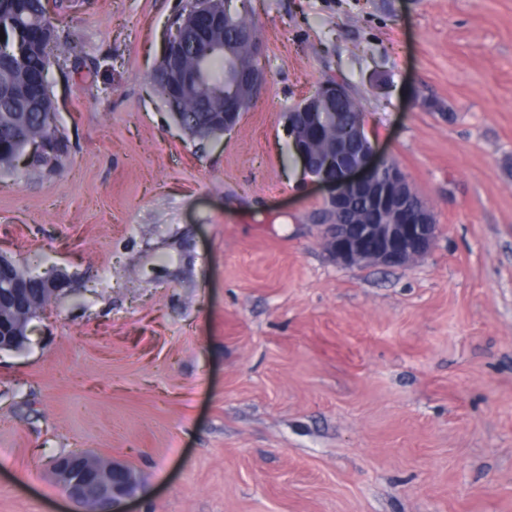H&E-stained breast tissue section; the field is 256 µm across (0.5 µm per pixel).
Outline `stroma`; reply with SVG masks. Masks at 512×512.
I'll return each mask as SVG.
<instances>
[{
    "instance_id": "35a3bbf8",
    "label": "stroma",
    "mask_w": 512,
    "mask_h": 512,
    "mask_svg": "<svg viewBox=\"0 0 512 512\" xmlns=\"http://www.w3.org/2000/svg\"><path fill=\"white\" fill-rule=\"evenodd\" d=\"M180 0H66L68 153L0 174V254L66 281L0 351V512L50 462L131 468L129 512H512V0H251L266 86L190 140L151 74ZM329 78L439 233L346 267L284 114Z\"/></svg>"
}]
</instances>
